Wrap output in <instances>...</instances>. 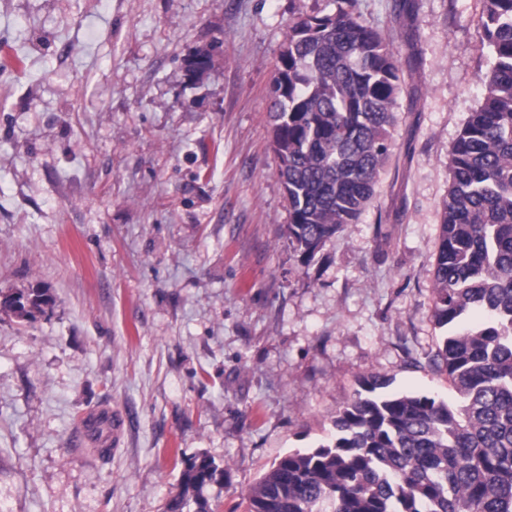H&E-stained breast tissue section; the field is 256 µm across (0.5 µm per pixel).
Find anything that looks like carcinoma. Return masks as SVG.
Segmentation results:
<instances>
[{"mask_svg":"<svg viewBox=\"0 0 512 512\" xmlns=\"http://www.w3.org/2000/svg\"><path fill=\"white\" fill-rule=\"evenodd\" d=\"M482 30L490 67L448 158L434 266V317L448 333L431 363L456 399L362 381L331 438L282 456L248 512H512V0H484ZM401 91L395 52L354 0L288 24L270 117L288 242L304 259L371 204ZM50 303L38 292L11 307L28 320ZM222 475L205 456L191 462L163 512H211L201 492Z\"/></svg>","mask_w":512,"mask_h":512,"instance_id":"carcinoma-1","label":"carcinoma"}]
</instances>
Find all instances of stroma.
Returning a JSON list of instances; mask_svg holds the SVG:
<instances>
[{
	"mask_svg": "<svg viewBox=\"0 0 512 512\" xmlns=\"http://www.w3.org/2000/svg\"><path fill=\"white\" fill-rule=\"evenodd\" d=\"M483 8L355 0L402 70L394 146L305 263L268 107L289 22L335 0H0V512H162L203 454L213 512H247L360 379L453 399L434 262ZM37 291L33 319L4 303ZM101 408L106 455L76 428Z\"/></svg>",
	"mask_w": 512,
	"mask_h": 512,
	"instance_id": "obj_1",
	"label": "stroma"
}]
</instances>
